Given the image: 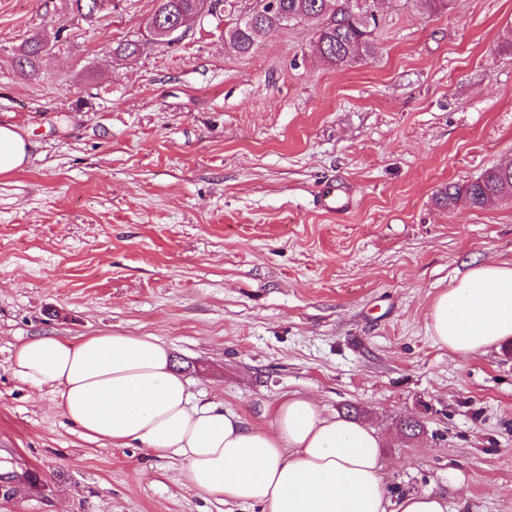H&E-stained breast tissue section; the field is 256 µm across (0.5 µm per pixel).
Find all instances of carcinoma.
I'll list each match as a JSON object with an SVG mask.
<instances>
[{
	"label": "carcinoma",
	"mask_w": 512,
	"mask_h": 512,
	"mask_svg": "<svg viewBox=\"0 0 512 512\" xmlns=\"http://www.w3.org/2000/svg\"><path fill=\"white\" fill-rule=\"evenodd\" d=\"M72 11L84 20L92 21L110 7L97 0H71ZM153 16L158 18V29L166 32L187 17L203 12L201 0H156ZM362 0H277V10L270 14H258L253 21L238 19L224 31L234 48L241 54L250 53L259 38L278 26L295 25L314 19L315 44L320 57L334 67H341L363 57H372L377 46L372 37L371 25L376 23L375 14L360 6ZM50 39L36 35L26 41L18 55L21 68H35L41 56L50 50ZM140 52V42L128 40L118 44L112 53L127 60ZM461 199L474 208H483L495 201L512 202V163L485 169L479 176L464 184L448 183L438 190L436 204L453 208Z\"/></svg>",
	"instance_id": "1"
}]
</instances>
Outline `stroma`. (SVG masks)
I'll list each match as a JSON object with an SVG mask.
<instances>
[{
	"label": "stroma",
	"mask_w": 512,
	"mask_h": 512,
	"mask_svg": "<svg viewBox=\"0 0 512 512\" xmlns=\"http://www.w3.org/2000/svg\"><path fill=\"white\" fill-rule=\"evenodd\" d=\"M251 3L161 45L156 0L91 22L70 0H0V125L30 145L0 175V475L45 479L0 512H254L185 488L176 457L85 439L13 376L19 341L112 331L157 336L196 402L255 429L294 393L356 405L394 492L512 512V343L461 358L428 318L473 264L512 266V204L434 201L512 161V0H372L379 50L339 69L311 21L238 53L224 29ZM329 182L347 212L317 207ZM50 45L51 42L47 35L31 37L26 41L18 55V65L21 69H25L28 66L33 70L38 59L50 50Z\"/></svg>",
	"instance_id": "1"
}]
</instances>
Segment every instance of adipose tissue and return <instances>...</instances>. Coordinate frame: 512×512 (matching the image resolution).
<instances>
[{"mask_svg": "<svg viewBox=\"0 0 512 512\" xmlns=\"http://www.w3.org/2000/svg\"><path fill=\"white\" fill-rule=\"evenodd\" d=\"M429 319L436 341L465 358L512 339V267L472 268L436 296ZM12 372L51 388L86 438L181 458L184 486L206 497L261 512H448L440 493L392 495L384 438L323 413L312 398L281 400L266 430L245 427L220 405L194 403L169 349L151 335L33 337L16 346Z\"/></svg>", "mask_w": 512, "mask_h": 512, "instance_id": "adipose-tissue-1", "label": "adipose tissue"}]
</instances>
